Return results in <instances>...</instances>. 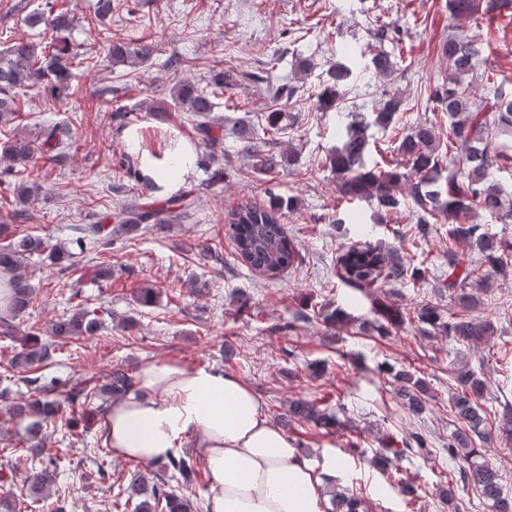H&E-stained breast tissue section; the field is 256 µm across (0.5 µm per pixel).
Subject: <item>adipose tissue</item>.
<instances>
[{
    "instance_id": "1",
    "label": "adipose tissue",
    "mask_w": 512,
    "mask_h": 512,
    "mask_svg": "<svg viewBox=\"0 0 512 512\" xmlns=\"http://www.w3.org/2000/svg\"><path fill=\"white\" fill-rule=\"evenodd\" d=\"M103 441L145 466L196 448L209 474V512H323L320 489L336 459L296 448L264 403L222 369L149 361L109 405Z\"/></svg>"
}]
</instances>
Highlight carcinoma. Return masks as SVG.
<instances>
[{
	"mask_svg": "<svg viewBox=\"0 0 512 512\" xmlns=\"http://www.w3.org/2000/svg\"><path fill=\"white\" fill-rule=\"evenodd\" d=\"M451 17L475 19L509 18L512 20V0H445ZM32 27L42 26L52 31L53 37L45 44L30 40L13 41L0 54V123H8L18 111L16 89L43 90L52 95L69 89L72 68L81 53L78 45L65 36L71 30L69 13L48 9L28 16ZM401 27L395 23L381 22L371 29V42L360 52L368 59L366 67L376 76L388 79L395 73V51L401 48ZM391 49H386V46ZM438 54L448 60V72L442 81L429 88L427 101L433 110L445 113L448 119V146L440 147L439 128L433 123H417L400 139L397 151L407 158L410 172L398 168H370L365 162L370 138L367 131L376 126L387 128L396 115L404 111V100L396 95L384 94L372 112L367 115L351 113V120L340 130L341 142L328 156L331 172L336 176L340 193L352 199L365 200L385 212L401 205L400 187H407L416 216L417 230L424 232L437 216L448 219V239L465 241L471 251L479 256L480 264H463L453 251H448V279L443 287L448 289L451 302L458 306L455 312L443 313L441 307L428 300L416 310L417 331L423 336L444 334L458 342L476 345L493 331V324L478 310L484 306L482 294L489 291L490 278L498 271L503 256L512 252V241L496 239L481 229L479 224L466 222V217L482 211L502 219L512 218V199L496 182L488 179L490 169L505 156L501 137L512 134V87L501 83L494 89H479L464 84V76L478 71L481 46L472 39L450 36L442 41ZM107 55L114 64H124L131 59L146 63L155 55L154 43L142 40L127 43L112 40L107 45ZM351 70L339 64L329 72L317 99V108L327 112L339 109L346 98L345 81ZM224 88V73L199 87L191 82L176 85L169 99L151 107L153 112H168L178 108L195 117V130L202 143L215 154L222 151V138L213 134V125L206 121L207 113L216 107L215 99ZM285 111L273 110L265 116L264 138L246 133L244 151L253 159V170L270 173L283 166L298 162L296 154L276 153L271 150L278 136L285 133ZM70 138L69 129L49 126L40 137L15 138L0 144V155L15 167H27L38 158L48 161L56 157L57 148ZM296 199L286 200L271 196L265 206L242 203L226 216L229 234L235 244L238 258L249 268L274 278L299 259L298 246L283 224L285 211L296 208ZM192 206L183 196L168 198L161 208H146L138 203L122 202L113 212L103 216L107 223L78 224L75 242L79 249L112 236L113 221L131 233L143 224H166L176 211H186ZM47 255V260L58 264L69 260L73 253L64 249L46 250L43 241L33 236L12 240L0 248V270L14 273L9 282L10 295L7 306L0 312V336L18 343L8 362L10 369L24 374L22 380L29 390V400L15 408V415L40 420L29 425V454L37 460L22 480L23 495L32 502L46 499L58 475V458L44 457L38 436L41 423L48 422L62 412L67 404L74 409L68 428L80 427L84 415L79 409L91 404L98 396H119L132 387V378L121 367L112 369L106 383L100 387L82 386L69 380L44 379L37 375L42 364L52 358L53 344L41 339L40 332H23L19 319L34 300V288L21 272L26 258ZM342 279L350 287L363 290L382 280H397L411 273L414 281L422 279L424 270L416 265L406 267L403 257L395 251H386L369 242H360L338 257ZM100 329L99 316L88 309H80L68 318L51 324V335L70 339L74 336H92ZM380 372L391 378L398 397L406 402L412 413L424 409L425 382L414 373L395 369L387 364ZM448 379L454 382L448 403L451 415L458 423L448 439V461L456 463L452 473L458 478L440 488L441 498L449 504L456 501L455 485H461L465 494L476 493L479 505L492 512H512V501L504 492L502 476L484 463L477 461L480 446L491 443V430L495 429L505 442L512 441V404L506 402L493 412V421L487 422V408L480 403L486 389L485 377L474 369L453 363L448 364ZM288 416L298 422L317 428H336L335 414L321 409L313 401L296 399L289 402ZM403 447L389 445L376 451L371 462L384 473L397 472V461L413 451L423 449L422 439L412 434L402 440ZM164 468L187 477L197 473L196 458L189 452L171 457ZM331 507L327 512H359L361 501L344 492L330 491ZM114 505L120 512H201L202 505L190 497L165 489V484L152 483L140 470L130 473L128 487L118 488Z\"/></svg>",
	"mask_w": 512,
	"mask_h": 512,
	"instance_id": "carcinoma-1",
	"label": "carcinoma"
}]
</instances>
